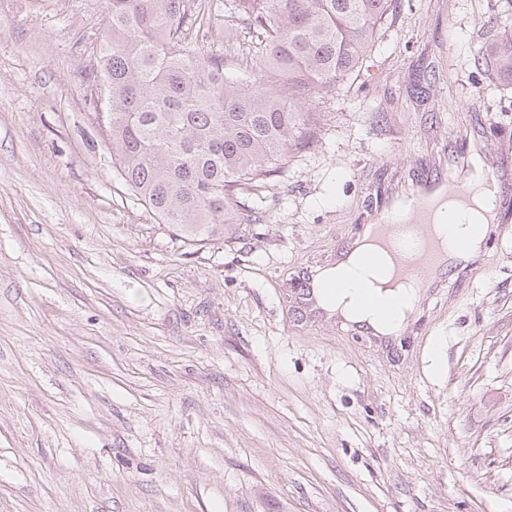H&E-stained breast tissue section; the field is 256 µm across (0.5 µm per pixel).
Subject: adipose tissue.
Segmentation results:
<instances>
[{"mask_svg":"<svg viewBox=\"0 0 512 512\" xmlns=\"http://www.w3.org/2000/svg\"><path fill=\"white\" fill-rule=\"evenodd\" d=\"M479 211H455L446 203L437 215L440 232L448 243L464 242V259H471L481 250L482 236L472 234L471 227L479 223ZM321 284L327 285L324 305L349 322H367L384 334L397 333L416 301L411 290L397 291L384 287L383 265L371 266L360 254H352L346 262L322 269Z\"/></svg>","mask_w":512,"mask_h":512,"instance_id":"adipose-tissue-1","label":"adipose tissue"}]
</instances>
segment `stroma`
<instances>
[{
    "instance_id": "1",
    "label": "stroma",
    "mask_w": 512,
    "mask_h": 512,
    "mask_svg": "<svg viewBox=\"0 0 512 512\" xmlns=\"http://www.w3.org/2000/svg\"><path fill=\"white\" fill-rule=\"evenodd\" d=\"M106 13L0 0V512H512V223L395 343L298 313L377 188L512 148V84L474 65L512 0H402L257 220L202 241L88 118Z\"/></svg>"
}]
</instances>
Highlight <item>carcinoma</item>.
<instances>
[{"label": "carcinoma", "mask_w": 512, "mask_h": 512, "mask_svg": "<svg viewBox=\"0 0 512 512\" xmlns=\"http://www.w3.org/2000/svg\"><path fill=\"white\" fill-rule=\"evenodd\" d=\"M398 0H233L241 26L207 25L221 45L234 33L261 41L247 83L224 58L188 40L190 0H108L89 84L103 87L99 127L112 171L163 224L192 239L244 220L239 195L259 188L310 134L311 105L348 80ZM512 82V34L475 59Z\"/></svg>", "instance_id": "1"}]
</instances>
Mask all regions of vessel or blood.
Returning a JSON list of instances; mask_svg holds the SVG:
<instances>
[{
    "instance_id": "1",
    "label": "vessel or blood",
    "mask_w": 512,
    "mask_h": 512,
    "mask_svg": "<svg viewBox=\"0 0 512 512\" xmlns=\"http://www.w3.org/2000/svg\"><path fill=\"white\" fill-rule=\"evenodd\" d=\"M472 167L471 160L466 159L459 167L448 170H421L411 194L375 203L370 222L358 230L359 240L374 243L385 252L394 282L424 292L439 287L462 269L460 260L448 256L437 231L435 213L441 202L451 199L470 206L474 190L480 185L493 202L491 223H501V211L512 207V155L503 154L493 165L484 168L477 185L469 177ZM398 209L408 212L407 222L394 221L393 213ZM303 280L306 311L313 316L325 314L323 290L317 284L316 271L305 270Z\"/></svg>"
}]
</instances>
